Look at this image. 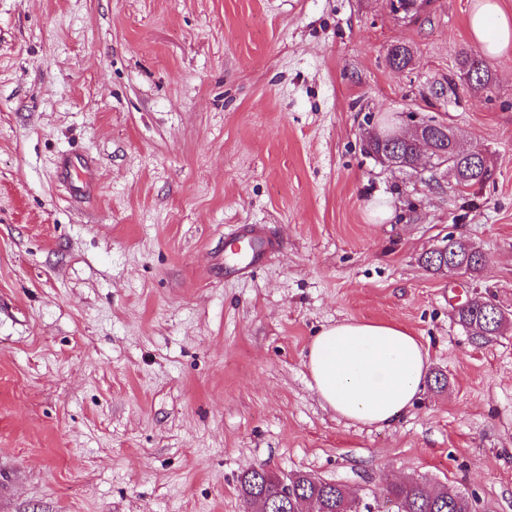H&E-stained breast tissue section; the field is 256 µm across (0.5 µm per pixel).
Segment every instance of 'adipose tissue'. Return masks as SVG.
Masks as SVG:
<instances>
[{
  "mask_svg": "<svg viewBox=\"0 0 512 512\" xmlns=\"http://www.w3.org/2000/svg\"><path fill=\"white\" fill-rule=\"evenodd\" d=\"M468 29L487 57L512 49V16L499 0H477ZM304 365L312 390L337 416L382 427L397 420L418 397L428 372V353L398 323L344 320L314 336Z\"/></svg>",
  "mask_w": 512,
  "mask_h": 512,
  "instance_id": "adipose-tissue-1",
  "label": "adipose tissue"
}]
</instances>
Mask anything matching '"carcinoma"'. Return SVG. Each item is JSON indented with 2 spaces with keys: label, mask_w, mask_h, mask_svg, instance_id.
<instances>
[{
  "label": "carcinoma",
  "mask_w": 512,
  "mask_h": 512,
  "mask_svg": "<svg viewBox=\"0 0 512 512\" xmlns=\"http://www.w3.org/2000/svg\"><path fill=\"white\" fill-rule=\"evenodd\" d=\"M413 54L406 46H394L388 51V62L392 66L410 65ZM460 69L465 79L475 90H485L491 84V72L484 57L477 51L462 53ZM430 138L436 148L435 164L443 166L453 174L456 185L469 188L481 185L491 176L490 167L478 166L466 174H458L462 158L456 156L451 148L455 134L448 130H430ZM372 151L376 154L397 150L406 160L416 154V145L412 141H403L394 137H376L371 139ZM448 252V260L441 253L430 252L424 257V263L430 269L440 272L444 269H463L472 274L478 272L483 262L477 260L460 267V264L473 253V246L461 239H449L443 246ZM502 310L488 297H475L457 310L460 324L489 339L497 335L498 316ZM239 495L251 505L259 498L265 500L268 512H353V504L345 499L344 485L323 480L307 473H297L295 478L278 474L264 466L244 472L239 479ZM390 500L399 504V512H469L468 502L460 491L448 487H434L423 480L391 484L383 489Z\"/></svg>",
  "instance_id": "obj_1"
}]
</instances>
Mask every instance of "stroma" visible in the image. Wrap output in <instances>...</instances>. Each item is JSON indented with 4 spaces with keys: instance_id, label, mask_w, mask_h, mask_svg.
I'll return each instance as SVG.
<instances>
[{
    "instance_id": "obj_1",
    "label": "stroma",
    "mask_w": 512,
    "mask_h": 512,
    "mask_svg": "<svg viewBox=\"0 0 512 512\" xmlns=\"http://www.w3.org/2000/svg\"><path fill=\"white\" fill-rule=\"evenodd\" d=\"M474 4L0 0V512H248L259 466L373 512L415 479L512 512V325L478 343L455 317L476 296L512 315V50L468 87ZM388 116L459 131L490 179L383 165L367 135ZM65 151L98 160L94 200L57 181ZM241 224L278 247L228 280ZM451 238L477 274L425 267ZM346 319L429 351L390 426L310 387L311 339ZM460 69L463 71L465 79L474 90L488 89L491 84V72L488 63L484 57L477 51H466L461 55ZM481 70L480 76L476 75L474 79H470L473 70Z\"/></svg>"
}]
</instances>
